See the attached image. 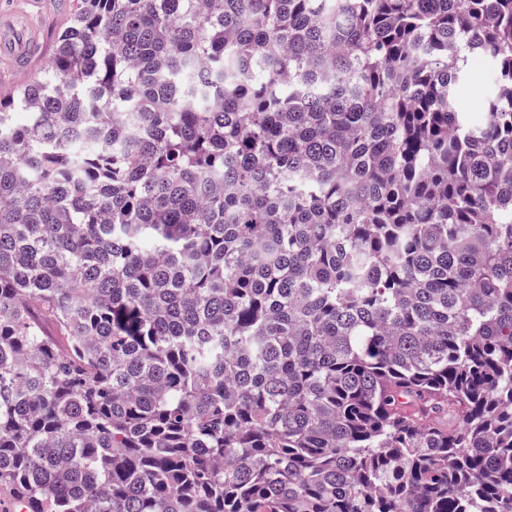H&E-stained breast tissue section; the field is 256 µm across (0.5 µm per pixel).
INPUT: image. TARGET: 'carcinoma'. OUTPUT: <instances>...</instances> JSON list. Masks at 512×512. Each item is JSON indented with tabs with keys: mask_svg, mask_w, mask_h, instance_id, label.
I'll list each match as a JSON object with an SVG mask.
<instances>
[{
	"mask_svg": "<svg viewBox=\"0 0 512 512\" xmlns=\"http://www.w3.org/2000/svg\"><path fill=\"white\" fill-rule=\"evenodd\" d=\"M0 489L512 512V0H79L0 98ZM468 84L462 88L458 95V107L462 112H468L473 123H480L484 119L481 110L472 107L476 97L482 99L483 95L492 89V67L489 61L477 53L470 54L467 61Z\"/></svg>",
	"mask_w": 512,
	"mask_h": 512,
	"instance_id": "1",
	"label": "carcinoma"
}]
</instances>
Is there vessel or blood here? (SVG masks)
I'll use <instances>...</instances> for the list:
<instances>
[{"instance_id": "vessel-or-blood-1", "label": "vessel or blood", "mask_w": 512, "mask_h": 512, "mask_svg": "<svg viewBox=\"0 0 512 512\" xmlns=\"http://www.w3.org/2000/svg\"><path fill=\"white\" fill-rule=\"evenodd\" d=\"M46 52L32 12L20 9L0 14V69L28 73Z\"/></svg>"}]
</instances>
